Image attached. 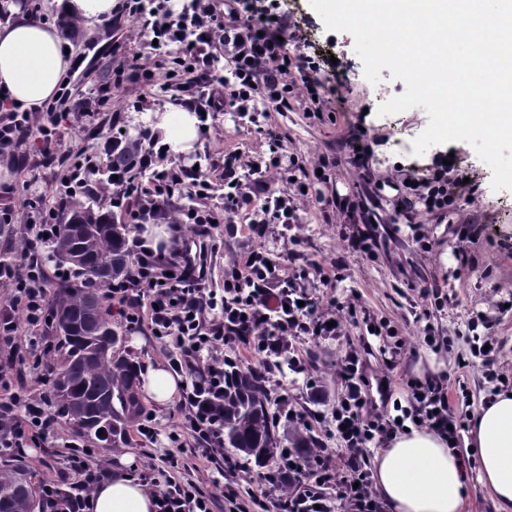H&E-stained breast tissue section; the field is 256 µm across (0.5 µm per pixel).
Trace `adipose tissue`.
Masks as SVG:
<instances>
[{
	"label": "adipose tissue",
	"instance_id": "adipose-tissue-1",
	"mask_svg": "<svg viewBox=\"0 0 512 512\" xmlns=\"http://www.w3.org/2000/svg\"><path fill=\"white\" fill-rule=\"evenodd\" d=\"M71 66L56 27L32 19L0 23V95L20 111L39 112L55 97ZM184 382L163 364L148 365L142 390L157 403L172 401ZM470 434L479 452V481L497 504L512 512V393L493 396L471 417ZM121 467L88 497L89 512H155L153 490ZM375 488L390 512H463L468 472L455 449L428 429L398 435L372 460Z\"/></svg>",
	"mask_w": 512,
	"mask_h": 512
}]
</instances>
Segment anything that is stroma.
Listing matches in <instances>:
<instances>
[{"mask_svg": "<svg viewBox=\"0 0 512 512\" xmlns=\"http://www.w3.org/2000/svg\"><path fill=\"white\" fill-rule=\"evenodd\" d=\"M17 2L26 14L56 25L66 35L74 57L81 62L80 67L71 70L66 86L73 95L94 101L90 115H69L53 129V137L63 145L89 155H102L105 134L110 128L150 122L152 116L169 105V96L162 90L146 96L133 80H124L118 86L113 83V68L119 56L136 55L147 62L154 59L147 37L139 33V23L125 22L118 31L102 21L74 27L58 20L50 0ZM277 5L290 18L285 40L291 58H317L323 54L337 58L326 104L334 108L336 102H343V111H336L333 119L319 121L308 117L295 102L285 112L256 113L251 123L242 120L237 112L221 111L207 137L197 138L190 151H169L166 164L174 168L200 165L214 187L206 204L218 210L224 205L225 151L239 150L249 155L267 152L265 128L272 127L279 132L288 153L301 166L311 167L324 153L341 156L342 163L331 170L328 182L314 186L313 199L299 211L297 223L286 227L271 225L266 237L255 238L248 234L246 219L239 216L235 219L236 237L228 239L223 231H216L207 242L208 252L203 262L207 283L213 290L223 291L225 268L236 255L252 247L266 249L275 258L294 252L304 264L318 262L329 267L340 259L345 263L342 280L316 283L315 296L355 302L375 318L402 331L407 352L400 357L394 353L392 338H377L357 328L335 340L301 337L298 346L309 364L308 372L296 374L287 370L277 382L271 383L273 394L291 395L297 409L307 416L310 434L328 448L336 446L335 438L326 430L328 400L337 392L336 364L345 350L352 347L362 353L365 391L377 409L385 407L379 385L391 367L400 375L444 379L451 386H462L470 395L471 409H478L489 399L490 386L481 366L459 368L457 356L467 349L465 338L471 313L482 311L489 315L496 335L502 339L497 354L499 362L512 369V311L498 308L499 301L512 294V192L492 191L490 167L466 142L439 144L423 154H414L411 142L427 127V112L416 107L385 116L377 113L380 103L405 92L404 82L393 79L385 68L380 72L381 82L370 84L354 51L352 36L327 30L310 0H277ZM357 141L371 148L360 170L349 162L351 145ZM48 146V141L38 134L18 145L17 154L28 159L27 172H20L7 162L0 164V210L8 206L14 209L10 229L18 245L23 242V225L28 221L20 210L26 196L25 180H34L43 195L38 211L55 209L60 204L58 187L68 170L55 165L41 166L40 152ZM446 155L451 156L455 170L467 173L470 184L466 199L461 200L459 208L447 219L441 221L421 215L422 230L433 245L431 251L425 252L417 247L406 218L396 211L395 200L404 182L426 185L433 176V158ZM348 196L362 201L363 207L357 213L337 209V200ZM365 219L373 222L376 257L372 260L348 252L339 236L342 227ZM425 288H440L448 294L447 308L433 312L429 323L439 335L454 338L452 351L436 352L423 342L425 323L418 321L417 316L424 307L420 292ZM117 332V351L137 368H145L155 360L169 361L172 347L148 332H130L122 326ZM313 383L326 391V401L318 403L311 399L309 386ZM141 405L154 417L155 436L147 439L130 432L126 443L116 450L99 447L97 440H87V447L97 451L96 461L111 469L117 466L121 455H132L128 472L136 477L160 466L165 455L176 454L182 477L199 479L216 497L214 512H228L226 490L245 494L256 476L255 468L242 464L232 468L218 463L193 471L194 439L185 433H179L180 439L175 443L169 438L171 432H179L178 426L183 421L179 402L160 406L145 399ZM73 437L70 425L63 420L57 433L26 449L25 465L34 483L56 478L58 467L69 456Z\"/></svg>", "mask_w": 512, "mask_h": 512, "instance_id": "obj_1", "label": "stroma"}]
</instances>
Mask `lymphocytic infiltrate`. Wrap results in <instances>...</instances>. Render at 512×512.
Wrapping results in <instances>:
<instances>
[{"instance_id": "f902f5d3", "label": "lymphocytic infiltrate", "mask_w": 512, "mask_h": 512, "mask_svg": "<svg viewBox=\"0 0 512 512\" xmlns=\"http://www.w3.org/2000/svg\"><path fill=\"white\" fill-rule=\"evenodd\" d=\"M143 19L150 39L159 47L181 45L184 56L180 68L164 81L166 90L185 109L195 112L201 126H208L219 106H227L249 117L256 104L267 110H287L291 99H299L311 115L325 109V87L319 80L296 81L283 42L279 37L288 27V17L277 14L267 0H188L181 11H173L168 0H119L112 25L127 18ZM224 47V59L231 72L223 77L215 66L210 48ZM145 141L134 161L123 160L120 138L108 136L106 166L111 175L104 187L110 207L119 209L127 223L170 225L173 235L167 250H153L143 240L132 242L134 263L130 278L105 283L106 299L119 305L118 314L126 328L148 329L152 336L173 344L170 359L174 370L188 373L183 427L199 445L202 459L213 461L224 455L221 400L224 393V352L247 344L258 356L266 377L276 378L283 370L303 372L302 360L293 348L295 338L334 339L347 334L349 327L372 328L374 336H397L384 322H375L368 310L355 304L317 302L308 287L311 276L320 275V266L308 264L287 271L272 262L262 249L244 251L224 273V292L216 294L206 283L203 259L191 254L181 241L183 227L198 238L212 237L215 225L232 224L234 214L262 199L249 226L251 235L264 237L272 224H294L306 189L326 182L336 158H319L314 171L289 180L296 169L279 139H272L268 155L243 156L238 151L224 154V209L207 206L189 210L180 207L167 192L170 179H179L186 193L210 195L212 185L193 168L176 172L164 168V152L158 140L145 133ZM286 176L283 188L273 189L274 175ZM464 187L462 178H449L447 165H439L428 184L427 193L407 185L397 199L404 215L418 213L445 216L457 209ZM61 224L55 212L28 225L24 245L17 257L0 260V286L9 294L0 303V336L15 342L12 354L0 362V373L13 369L25 355H33L38 383L49 379L47 326L50 308L47 299L49 274L38 262V251L46 236L55 235ZM472 333L470 349L463 362L481 363L487 382L494 389L512 384V370L495 360L500 341L485 313L477 312L468 321ZM361 360L349 349L336 371L339 384L330 407L329 431L342 451L343 467L330 472L325 465V445H317L313 464L296 463L288 471L292 490L290 512H382L373 491L368 457L371 444H384L404 433L405 422L419 421L443 436L449 448H460L468 427L466 414L452 404L443 382L405 378L406 404H395L393 413L372 414L364 401L360 376ZM54 430V417L46 393L0 402V449L22 460L27 442L43 439ZM90 449L74 454L69 468L41 486L45 512H86L91 490L106 474L85 459ZM169 470L164 478L147 477L156 489V512H213L214 498L198 481L175 477V456H167Z\"/></svg>"}]
</instances>
